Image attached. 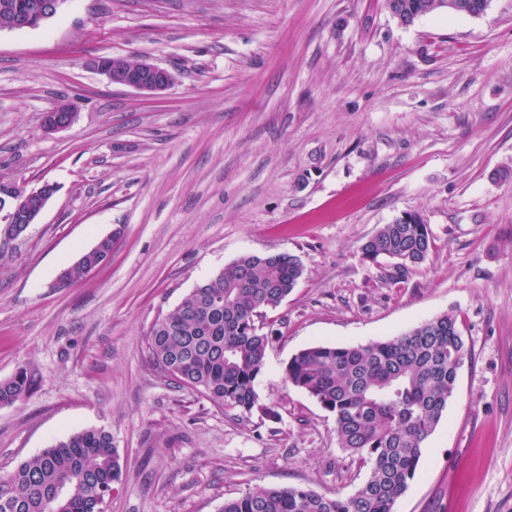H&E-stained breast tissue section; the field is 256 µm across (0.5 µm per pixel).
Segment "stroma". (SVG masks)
<instances>
[{"label": "stroma", "instance_id": "1", "mask_svg": "<svg viewBox=\"0 0 512 512\" xmlns=\"http://www.w3.org/2000/svg\"><path fill=\"white\" fill-rule=\"evenodd\" d=\"M146 57L154 99L93 69ZM77 122L48 134L59 101ZM512 0L403 26L384 0H66L0 30V178L57 192L0 240V473L74 432L111 431L123 474L105 512H220L258 486L347 497L368 467L335 417L285 385L314 345L381 341L448 314L469 355L395 512H512ZM421 212L433 246L401 281L361 247ZM111 261L67 286L104 236ZM304 274L247 418L161 376L153 323L245 253ZM66 0H36L26 17H20L12 29H35L54 17L60 5ZM107 237H109V236H107ZM107 237H104L106 239L101 240L98 244H101L103 249L105 251L109 252L112 250V238H107ZM89 252L90 251H85V252L81 253L75 261L66 265L62 269V271L65 272V281L63 284H72V283H76V282L82 280L85 276H89L91 273L96 272L97 270L102 268L112 258V251H111L110 253H108V255L103 257L97 264L86 268V274H85L83 272L84 271L83 265L81 263L78 265V261L80 258L85 256ZM33 385L26 368H18L12 377L0 381V403H15L25 398Z\"/></svg>", "mask_w": 512, "mask_h": 512}]
</instances>
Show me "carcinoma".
<instances>
[{"label": "carcinoma", "mask_w": 512, "mask_h": 512, "mask_svg": "<svg viewBox=\"0 0 512 512\" xmlns=\"http://www.w3.org/2000/svg\"><path fill=\"white\" fill-rule=\"evenodd\" d=\"M409 26L446 11L481 16L484 0H385ZM382 225L362 246L363 259L395 280L425 261L432 238L425 217L409 211ZM303 276L289 253L244 254L197 283L147 336L155 368L241 418L259 406L256 384L274 332L259 320L296 288ZM469 354L456 319L444 314L406 332L365 345H315L293 355L283 382L333 413L339 447L369 466L348 497H327L298 486L257 487L224 501L220 512H395L453 396L458 370ZM33 385L20 367L0 381V403L25 398ZM122 465L112 434L87 428L56 442L0 475V512H103L105 494ZM69 496H58L63 483Z\"/></svg>", "instance_id": "cac0c4a2"}]
</instances>
